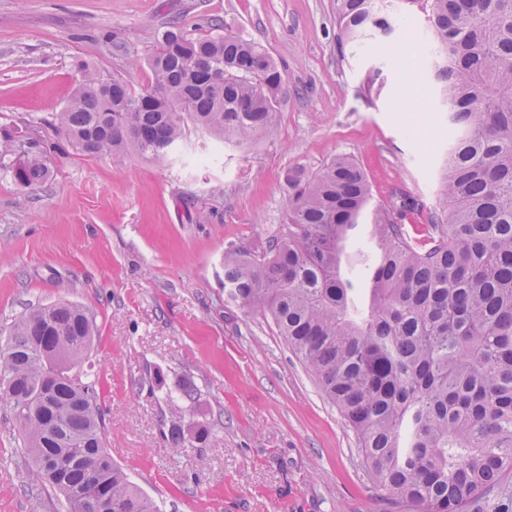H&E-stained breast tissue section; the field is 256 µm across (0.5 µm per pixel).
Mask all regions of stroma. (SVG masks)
<instances>
[{
    "label": "stroma",
    "instance_id": "1",
    "mask_svg": "<svg viewBox=\"0 0 512 512\" xmlns=\"http://www.w3.org/2000/svg\"><path fill=\"white\" fill-rule=\"evenodd\" d=\"M214 18L282 72L274 136L236 148L193 129L164 158L116 161L46 126L81 83L79 61L150 87L108 32L143 58L169 23L202 34ZM425 26L408 12L373 52L339 49L333 0H0V129L33 134L51 170L26 188L0 169V329L61 300L95 317L82 368L100 385L105 446L161 512H385L354 432L273 322L227 301L224 251H262L284 227L289 172L339 156L362 167L376 204L401 192L433 208L453 131L428 60L399 64ZM175 420L204 440L170 448ZM18 439L0 402V512H58Z\"/></svg>",
    "mask_w": 512,
    "mask_h": 512
}]
</instances>
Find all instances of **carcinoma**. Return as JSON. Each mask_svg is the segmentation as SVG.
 Returning <instances> with one entry per match:
<instances>
[{
  "label": "carcinoma",
  "instance_id": "1",
  "mask_svg": "<svg viewBox=\"0 0 512 512\" xmlns=\"http://www.w3.org/2000/svg\"><path fill=\"white\" fill-rule=\"evenodd\" d=\"M427 17L432 76L455 135L438 163L426 243L405 236L406 195L372 206L368 179L338 157L312 176L288 174L286 228L262 253L224 250L227 299L270 318L355 433L388 512H469L512 473V0H334L339 39L392 32L400 6ZM112 53L129 54L121 32ZM135 90L80 63L84 76L46 120L88 156L161 158L185 123L227 142L276 133L283 77L269 52L218 19L195 34L175 23L143 60ZM35 144L0 133V166L22 186L50 176ZM96 335L82 307L35 306L0 347V397L19 425L29 476L65 512H157L96 439L98 382L80 367ZM47 372L68 373L51 420H27L26 397ZM165 438L184 447L180 422Z\"/></svg>",
  "mask_w": 512,
  "mask_h": 512
}]
</instances>
